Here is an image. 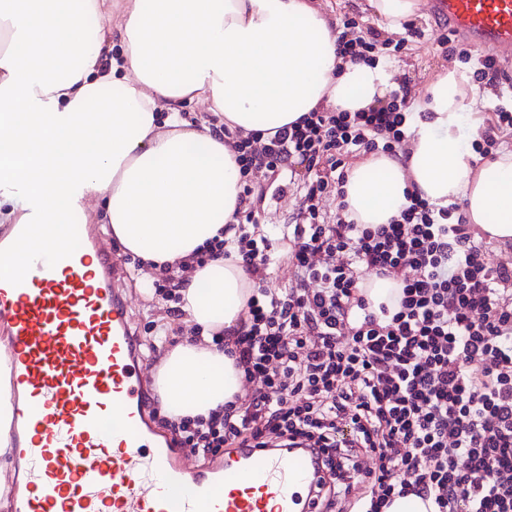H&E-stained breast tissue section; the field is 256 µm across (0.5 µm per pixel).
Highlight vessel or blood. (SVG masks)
Wrapping results in <instances>:
<instances>
[{"label":"vessel or blood","mask_w":512,"mask_h":512,"mask_svg":"<svg viewBox=\"0 0 512 512\" xmlns=\"http://www.w3.org/2000/svg\"><path fill=\"white\" fill-rule=\"evenodd\" d=\"M474 51L512 61V0H431ZM0 228V257L41 224ZM120 261L67 215L25 269L0 272V332L16 407L10 434L24 481L12 512H311L316 466L303 448H242L208 470L177 462L155 430L145 360L121 291Z\"/></svg>","instance_id":"b4317fda"}]
</instances>
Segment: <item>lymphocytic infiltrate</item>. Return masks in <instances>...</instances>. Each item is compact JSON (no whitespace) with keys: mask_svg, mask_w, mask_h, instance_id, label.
I'll list each match as a JSON object with an SVG mask.
<instances>
[{"mask_svg":"<svg viewBox=\"0 0 512 512\" xmlns=\"http://www.w3.org/2000/svg\"><path fill=\"white\" fill-rule=\"evenodd\" d=\"M407 89L364 112H308L262 152L234 148L240 207L202 266L234 258L253 282L239 324L218 342L253 386L208 416L165 421L181 450L308 448L315 512H384L396 497L435 512H512V264H490L457 204L416 191L387 224H358L342 198L350 152L396 156L411 135ZM305 164L312 176L284 240L291 287L264 288L281 241L245 230L251 170ZM340 196L334 220L319 201ZM397 285L367 299L364 273Z\"/></svg>","mask_w":512,"mask_h":512,"instance_id":"f902f5d3","label":"lymphocytic infiltrate"}]
</instances>
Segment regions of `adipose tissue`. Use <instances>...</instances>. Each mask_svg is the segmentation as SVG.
<instances>
[{
  "instance_id": "adipose-tissue-1",
  "label": "adipose tissue",
  "mask_w": 512,
  "mask_h": 512,
  "mask_svg": "<svg viewBox=\"0 0 512 512\" xmlns=\"http://www.w3.org/2000/svg\"><path fill=\"white\" fill-rule=\"evenodd\" d=\"M313 0H0V183H23L53 207L12 257L27 266L42 239H62L77 200L104 207L112 233L147 268L143 282L195 253L239 203L235 151L181 114L200 101L229 130L270 140L330 105L357 112L387 100L394 67L343 62ZM467 76L451 69L416 100L405 153L348 171V211L387 224L414 188L462 200L469 224L512 239V150L475 164L461 133ZM180 293L201 327L155 376L163 414L208 415L241 390L212 341L237 325L251 282L235 262L189 269Z\"/></svg>"
}]
</instances>
